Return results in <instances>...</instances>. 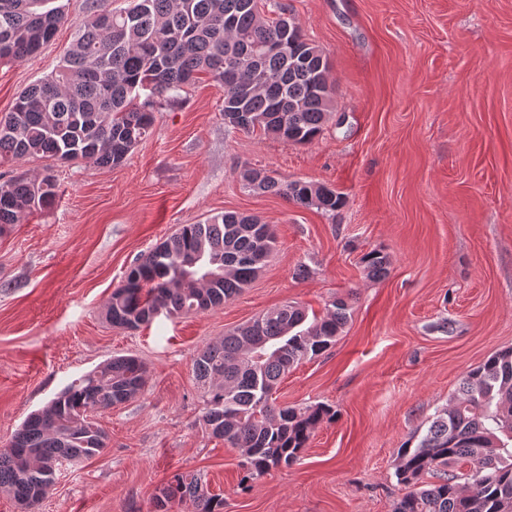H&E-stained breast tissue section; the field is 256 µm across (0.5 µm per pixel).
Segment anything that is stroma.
<instances>
[{
    "mask_svg": "<svg viewBox=\"0 0 512 512\" xmlns=\"http://www.w3.org/2000/svg\"><path fill=\"white\" fill-rule=\"evenodd\" d=\"M33 57L0 66V118L54 74L85 0ZM327 55L321 133L294 144L229 128L201 77L154 113L119 165L27 158L0 172L53 176L58 197L0 234V448L64 387L116 356L146 366L135 398L98 414L103 452L62 467L39 512H153L177 474H202L224 512H391L397 450L418 441L461 377L512 347V0H279ZM247 169L341 192L323 212L246 188ZM227 211L277 243L253 282L200 314L128 330L105 319L137 259ZM376 249L390 272L369 279ZM310 269L296 278L298 265ZM346 298L336 344L285 376L280 406L325 403L300 459L242 482L238 450L202 425L195 354L268 309L323 314ZM367 276L372 279L385 278L389 273L390 260L387 253L375 250L367 253L362 258Z\"/></svg>",
    "mask_w": 512,
    "mask_h": 512,
    "instance_id": "stroma-1",
    "label": "stroma"
}]
</instances>
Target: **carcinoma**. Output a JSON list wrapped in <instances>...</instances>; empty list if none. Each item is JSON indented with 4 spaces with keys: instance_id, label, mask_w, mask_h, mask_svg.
<instances>
[{
    "instance_id": "1",
    "label": "carcinoma",
    "mask_w": 512,
    "mask_h": 512,
    "mask_svg": "<svg viewBox=\"0 0 512 512\" xmlns=\"http://www.w3.org/2000/svg\"><path fill=\"white\" fill-rule=\"evenodd\" d=\"M49 0H0V64L35 54L50 41L63 11ZM260 0H131L119 10L88 0L86 16L57 74L22 91L0 118V164L29 157L100 166L123 162L147 135L153 113L205 74L224 88V123L296 144L312 141L332 109L334 88L321 49L285 17L266 16ZM244 185L283 195L305 207L335 212L342 193L247 169ZM58 195L51 176L0 182V232L49 208ZM275 235L253 215L226 212L184 224L130 267L112 293L106 320L138 329L161 309L198 314L224 304L253 280L245 256H270ZM367 276L389 273L381 250L362 258ZM350 318L338 297L308 319L298 304L272 308L199 350L195 381L204 390L206 430L244 457L246 478L299 460L318 425L336 412L325 404L275 406L281 378L335 345ZM145 369L114 358L66 386L30 414L0 449V488L35 509L54 485L48 465L63 457L91 459L107 434L94 415L135 398ZM396 475L406 492L392 512H512V348L492 353L463 376L459 393L415 445L397 452ZM434 481H426V477ZM169 499L191 498L196 512H224L199 474H176Z\"/></svg>"
}]
</instances>
